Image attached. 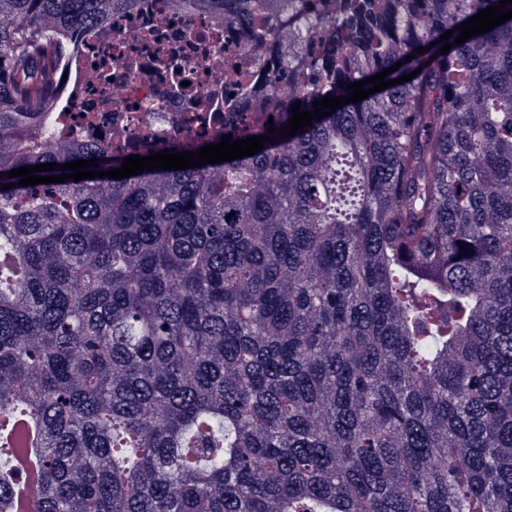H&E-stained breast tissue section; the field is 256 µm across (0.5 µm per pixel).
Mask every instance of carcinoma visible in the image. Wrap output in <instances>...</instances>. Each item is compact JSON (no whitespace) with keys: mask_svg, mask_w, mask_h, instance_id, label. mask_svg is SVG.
Returning <instances> with one entry per match:
<instances>
[{"mask_svg":"<svg viewBox=\"0 0 512 512\" xmlns=\"http://www.w3.org/2000/svg\"><path fill=\"white\" fill-rule=\"evenodd\" d=\"M498 4L192 0L267 77L137 155L263 149L21 187L129 156L58 98L136 0H0V512H512V19L454 44Z\"/></svg>","mask_w":512,"mask_h":512,"instance_id":"1","label":"carcinoma"}]
</instances>
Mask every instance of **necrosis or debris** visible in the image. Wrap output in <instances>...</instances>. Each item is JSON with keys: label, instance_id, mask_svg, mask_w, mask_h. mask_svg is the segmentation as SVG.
<instances>
[{"label": "necrosis or debris", "instance_id": "4bbe7bcc", "mask_svg": "<svg viewBox=\"0 0 512 512\" xmlns=\"http://www.w3.org/2000/svg\"><path fill=\"white\" fill-rule=\"evenodd\" d=\"M247 28L215 11H190L180 0H137L134 12L77 34V50L62 64L61 107L97 112L96 129L78 124L75 133L91 141L116 131L130 151L167 143L173 127L190 138L214 136L235 119L224 109L233 91L224 49L238 45ZM142 30L150 39L139 38Z\"/></svg>", "mask_w": 512, "mask_h": 512}]
</instances>
